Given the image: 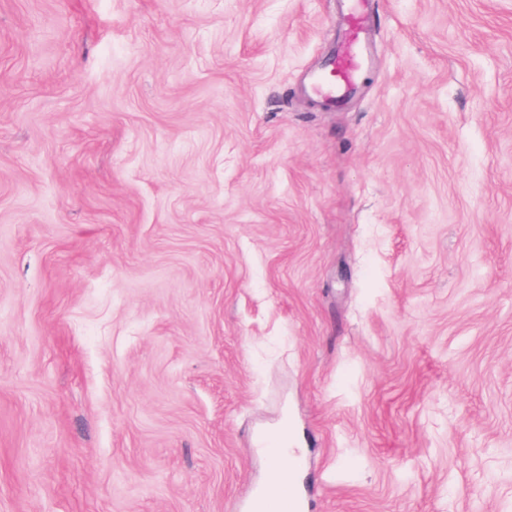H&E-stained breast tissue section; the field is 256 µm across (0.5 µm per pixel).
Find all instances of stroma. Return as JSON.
<instances>
[{"instance_id":"stroma-1","label":"stroma","mask_w":512,"mask_h":512,"mask_svg":"<svg viewBox=\"0 0 512 512\" xmlns=\"http://www.w3.org/2000/svg\"><path fill=\"white\" fill-rule=\"evenodd\" d=\"M0 0V512H512V0ZM348 1L351 5L347 16L345 49L312 79V93L332 101L353 89L365 66L360 38L370 14L371 0ZM283 439L286 441L285 445H280L278 448H267L272 461L266 483L269 492L278 491L281 477L288 471L291 459L295 460L292 444L290 441L288 442V432Z\"/></svg>"}]
</instances>
